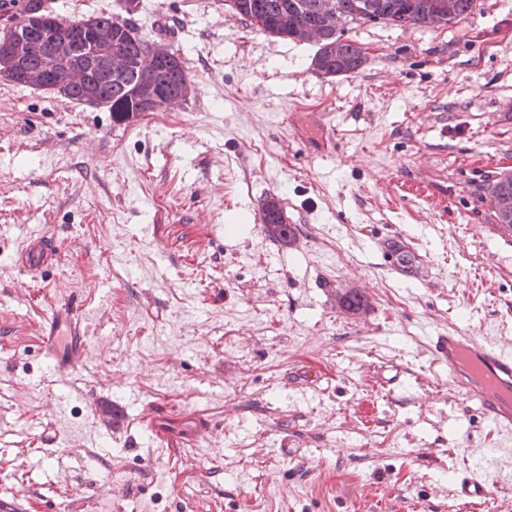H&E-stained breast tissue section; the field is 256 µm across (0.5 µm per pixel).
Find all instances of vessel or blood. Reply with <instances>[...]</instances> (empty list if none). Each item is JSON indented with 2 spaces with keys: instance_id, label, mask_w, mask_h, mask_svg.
Here are the masks:
<instances>
[{
  "instance_id": "1",
  "label": "vessel or blood",
  "mask_w": 512,
  "mask_h": 512,
  "mask_svg": "<svg viewBox=\"0 0 512 512\" xmlns=\"http://www.w3.org/2000/svg\"><path fill=\"white\" fill-rule=\"evenodd\" d=\"M59 249L45 235H30L16 259L18 266L36 272L54 264ZM86 352L83 318L77 306L52 307L44 318L43 353L54 375H61L81 361ZM435 352L446 363L457 387L466 391L485 421L507 430L512 428V341H482L459 327H449L437 337ZM505 448H480L474 468L451 471L453 495L466 503L485 504L494 493L484 475L496 469L511 454Z\"/></svg>"
}]
</instances>
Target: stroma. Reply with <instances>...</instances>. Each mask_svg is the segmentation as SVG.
<instances>
[{
    "instance_id": "35a3bbf8",
    "label": "stroma",
    "mask_w": 512,
    "mask_h": 512,
    "mask_svg": "<svg viewBox=\"0 0 512 512\" xmlns=\"http://www.w3.org/2000/svg\"><path fill=\"white\" fill-rule=\"evenodd\" d=\"M131 21L194 85L169 110L119 120L0 80V492L26 512H512V461L490 505L450 492L512 431L432 343L512 337L485 191L512 171V0L347 25L370 57L337 77L224 0H140ZM269 197L295 244L268 237ZM30 233L60 245L35 273L12 261ZM347 285L367 312L341 308ZM65 303L87 349L58 381L41 325Z\"/></svg>"
}]
</instances>
